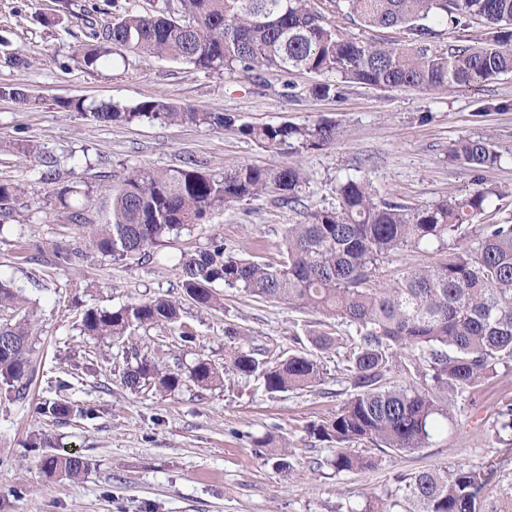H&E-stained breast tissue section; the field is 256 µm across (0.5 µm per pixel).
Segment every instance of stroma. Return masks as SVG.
Returning <instances> with one entry per match:
<instances>
[{"mask_svg":"<svg viewBox=\"0 0 512 512\" xmlns=\"http://www.w3.org/2000/svg\"><path fill=\"white\" fill-rule=\"evenodd\" d=\"M165 0H0V85L35 98L23 107L0 98V181L28 186L0 204V277L30 301L35 325L34 379L21 397L0 395V512H360L372 497H387L398 476L464 460L512 474V442L492 427L502 404L512 402V361L497 365L482 384L456 394L454 421L428 446L405 452L351 443L353 453L375 455L370 470L310 469L331 455L329 443L311 437V424L331 420L352 388L342 370L345 350H316L319 313L255 299L224 289L223 305L202 310L183 297L174 260L223 239L228 252L265 261L279 258L282 234L301 223L292 209L267 195L212 212L169 244L165 260L116 262L87 251L70 265L59 251L83 245L85 229L72 223L58 198V183L45 179L55 161L63 180L93 223L107 215L103 181L119 183L135 168L165 170L195 160L221 170L242 164L295 165L306 177L304 208L331 206L346 180L369 183L382 197L430 206L462 197L477 185L498 187L490 221L512 220V75L485 90L435 95L369 86L344 99H316L306 88L315 74L288 80L301 89L284 96L286 78L202 72L169 59L114 57L95 72L72 58L87 41L89 22L103 26L129 12L163 7ZM21 64H11V55ZM131 106L147 99L200 110L230 112L239 122L312 124L329 119L344 131L321 150L276 153L230 130L157 123L103 124L59 111L57 99ZM462 137L491 139L502 162L466 169L448 160ZM32 148L21 159L18 144ZM157 297L181 299V320L195 339L185 343L173 327H141L122 337L94 339L81 329L86 309L117 308ZM236 325L240 344L267 356L283 351L317 353L323 377L314 388L268 394L255 377L225 368L224 328ZM149 357L176 371L209 359L220 379L208 390L184 381L176 391L125 386V369ZM60 401L63 419L34 414L36 403ZM48 447L30 448V437ZM75 453L90 466L79 477L46 476L45 457ZM293 461L277 471L278 459Z\"/></svg>","mask_w":512,"mask_h":512,"instance_id":"35a3bbf8","label":"stroma"}]
</instances>
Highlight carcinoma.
I'll list each match as a JSON object with an SVG mask.
<instances>
[{
    "instance_id": "carcinoma-1",
    "label": "carcinoma",
    "mask_w": 512,
    "mask_h": 512,
    "mask_svg": "<svg viewBox=\"0 0 512 512\" xmlns=\"http://www.w3.org/2000/svg\"><path fill=\"white\" fill-rule=\"evenodd\" d=\"M337 15L364 29H398L394 45L355 37L328 22ZM476 21L485 30L480 47H443L448 27L467 29ZM75 55L95 71L125 52L167 57L204 71L248 75L259 69L288 75L295 71L330 74L307 93L320 99L344 98L356 85L426 93L481 90L484 83L512 73V0H177V16L164 11L128 13L101 29ZM0 94L22 106L35 104L22 90L5 85ZM63 112L90 116L105 124H187L233 130L268 151L283 147L319 150L343 135L330 120L311 125L237 123L224 112L180 107L161 99L134 106L60 98ZM448 159L473 170L500 165L501 155L482 137H464ZM305 176L297 166L244 164L209 171L188 163L180 168H135L116 186H107L112 219L86 225L91 249L117 260L160 254L183 230L205 221L214 210L275 194L282 203L301 202ZM495 188L480 187L462 198L429 207L384 200L364 182L348 180L336 189V205L312 210L305 222L283 233L277 263L237 257L217 238L177 261L184 295L197 307L221 306L219 286L238 288L263 301L316 311L328 329L312 338L319 349L347 348L343 370L353 394L336 416L312 425L309 434L334 444L333 454L312 469L336 472L369 469L375 462L351 454L346 444L367 440L403 452L423 448L452 421L448 393L478 386L499 361L512 358V224H476L485 215ZM449 247L448 255L427 266L388 270L385 261L407 248ZM0 308L17 313L0 324V390L17 396L30 387L34 368L33 323L26 299L0 278ZM181 302L156 298L116 309L89 308L82 317L92 337L123 336L144 326L175 324ZM225 365L255 375L268 393L312 388L323 375L312 354L284 353L274 360L245 351L228 326ZM401 375L393 383L389 376ZM188 378L208 389L219 374L197 359ZM124 384L174 392L183 385L178 372L163 371L146 358L123 373ZM41 415L64 418V403L36 405ZM512 434V405L498 412L495 434ZM50 476L75 478L89 467L79 455L43 460ZM464 461L451 472L404 475L397 492L364 512H512V479Z\"/></svg>"
}]
</instances>
